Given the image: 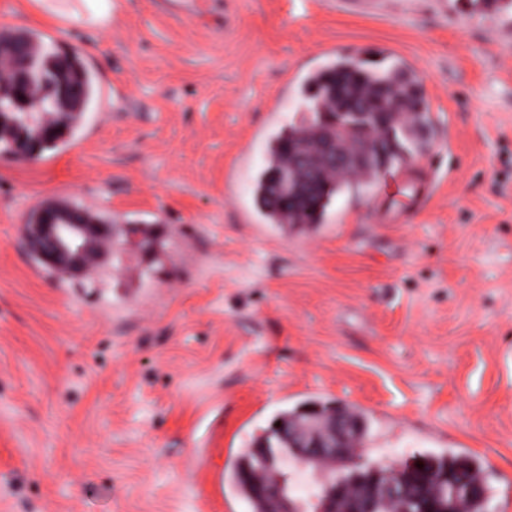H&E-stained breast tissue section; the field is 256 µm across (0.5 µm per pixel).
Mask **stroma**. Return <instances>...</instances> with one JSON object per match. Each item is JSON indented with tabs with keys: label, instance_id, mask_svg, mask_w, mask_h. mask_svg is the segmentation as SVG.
Listing matches in <instances>:
<instances>
[{
	"label": "stroma",
	"instance_id": "1",
	"mask_svg": "<svg viewBox=\"0 0 512 512\" xmlns=\"http://www.w3.org/2000/svg\"><path fill=\"white\" fill-rule=\"evenodd\" d=\"M120 2L95 26L0 0L96 86L67 143L0 153V512H252L239 451L308 404L363 414L371 464L473 457L512 512V11ZM340 53L422 73L423 147L324 223H265L266 144ZM49 202L159 242L61 282L24 237Z\"/></svg>",
	"mask_w": 512,
	"mask_h": 512
}]
</instances>
